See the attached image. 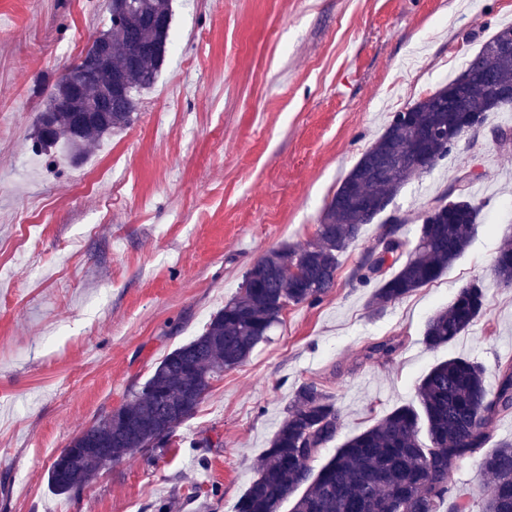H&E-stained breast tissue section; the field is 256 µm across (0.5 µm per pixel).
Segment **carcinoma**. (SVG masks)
I'll return each instance as SVG.
<instances>
[{
    "mask_svg": "<svg viewBox=\"0 0 512 512\" xmlns=\"http://www.w3.org/2000/svg\"><path fill=\"white\" fill-rule=\"evenodd\" d=\"M109 21L108 30L69 66L89 65L102 44L110 51L108 68L75 96L64 78L53 84L37 116L35 150L60 147L71 158H83L95 143L133 122L137 96L156 83L168 52L172 0H110ZM506 34L512 35V27L486 41L448 83L394 113L337 187L312 242L264 255L246 272L238 295L224 303L200 335L167 353L142 386L126 395L118 412L107 413L70 439L48 470L57 494L80 496L100 470L136 451L162 456L159 435H174L213 382L268 340L289 305L315 304L335 287L340 256L359 240L363 225L383 214L404 184L431 172L459 143L438 134L423 144L428 168L406 160L419 131L448 126L456 96L485 115L512 111V103H500L493 93L495 85H512V52L488 57ZM111 76L122 78L123 89L107 99L103 87ZM67 98L73 111H52L54 100ZM90 105L99 111H87ZM470 183L471 174L462 171L451 179L425 212L411 248L401 235L404 219L390 216L380 225L354 272L361 282L378 285L372 298L376 307L435 282L463 256L479 216L468 195ZM495 262L498 280L511 285L512 241L502 244ZM484 309L485 286L473 279L430 317L425 343L432 348L451 344ZM395 349L388 339L369 347L366 357L387 359ZM416 398L417 404L395 408L348 439L314 474L309 461L336 437L340 416L315 383L300 385L235 512H280L288 495L302 485L306 489L292 512H437L453 495V464L484 447L498 416L512 411V361L499 366L492 392L482 366L450 357L424 375ZM481 468L490 479L485 512H512V443L486 454Z\"/></svg>",
    "mask_w": 512,
    "mask_h": 512,
    "instance_id": "obj_1",
    "label": "carcinoma"
}]
</instances>
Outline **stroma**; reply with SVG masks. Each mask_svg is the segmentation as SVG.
I'll return each mask as SVG.
<instances>
[{
	"mask_svg": "<svg viewBox=\"0 0 512 512\" xmlns=\"http://www.w3.org/2000/svg\"><path fill=\"white\" fill-rule=\"evenodd\" d=\"M108 0H0V512H234L296 389L314 382L340 413L320 469L346 440L414 403L419 380L461 356L512 359V285L492 272L512 238V112L489 113L388 214L414 241L419 218L457 171L478 224L435 283L371 312L352 277L378 224L340 258L335 288L291 305L269 341L226 371L158 461L139 451L80 497L47 480L70 438L123 402L152 367L199 335L272 250L315 237L361 153L405 110L512 24V0H173L171 44L128 128L24 169L49 90L109 27ZM486 310L450 345L423 342L433 313L472 279ZM399 344L386 360L372 344ZM210 447H201L202 438ZM512 441V412L452 467L457 512H482L484 454ZM216 497L190 498L192 486Z\"/></svg>",
	"mask_w": 512,
	"mask_h": 512,
	"instance_id": "35a3bbf8",
	"label": "stroma"
}]
</instances>
